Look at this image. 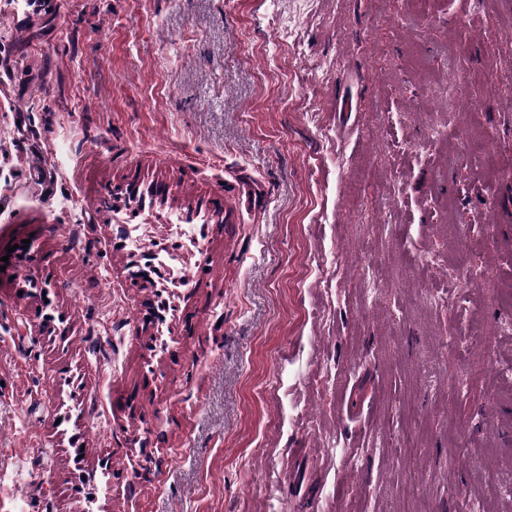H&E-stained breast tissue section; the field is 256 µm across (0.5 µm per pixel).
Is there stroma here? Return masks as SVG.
Instances as JSON below:
<instances>
[{
	"label": "stroma",
	"mask_w": 512,
	"mask_h": 512,
	"mask_svg": "<svg viewBox=\"0 0 512 512\" xmlns=\"http://www.w3.org/2000/svg\"><path fill=\"white\" fill-rule=\"evenodd\" d=\"M2 256L0 512H512V0H0Z\"/></svg>",
	"instance_id": "35a3bbf8"
}]
</instances>
